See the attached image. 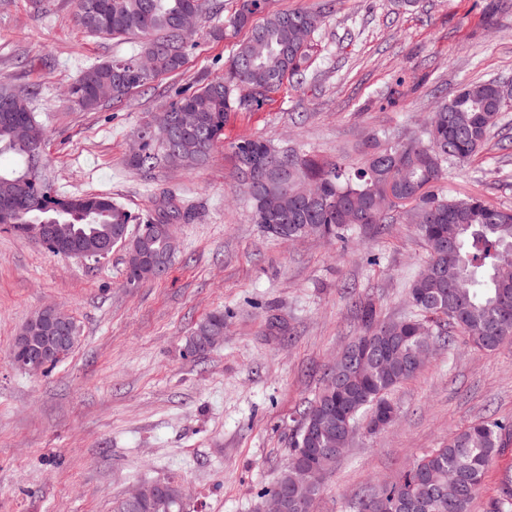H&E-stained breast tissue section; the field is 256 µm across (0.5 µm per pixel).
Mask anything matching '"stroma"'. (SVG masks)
I'll return each instance as SVG.
<instances>
[{"mask_svg":"<svg viewBox=\"0 0 512 512\" xmlns=\"http://www.w3.org/2000/svg\"><path fill=\"white\" fill-rule=\"evenodd\" d=\"M274 11L324 16L300 82L256 111L231 113L202 166L140 170L136 132L179 88L223 76L245 31L199 24L184 67L118 106L80 109L67 87L88 65L138 51L134 36L101 39L74 0H0V77L35 87L46 173L59 193L107 194L136 217L160 197L191 205L176 227L166 276L127 287L126 253L92 262L49 252L0 229V512H116L138 485L178 479L187 512H254L290 458L293 430L337 353L362 327L352 295L381 318L408 315L407 292L427 260L413 225L365 229L333 243L285 242L255 224L236 188L230 145L261 137L322 161L361 164L375 145L409 138L426 113L465 85L512 84V0H269ZM446 196L512 207V103L485 150L449 163ZM81 327L45 373L16 368L22 326L47 305ZM224 338L204 353L188 339L207 315ZM389 398L396 420L358 428L325 479L315 512L352 505L473 422L512 421V344L439 347ZM512 479V439L491 462L472 512H489Z\"/></svg>","mask_w":512,"mask_h":512,"instance_id":"35a3bbf8","label":"stroma"}]
</instances>
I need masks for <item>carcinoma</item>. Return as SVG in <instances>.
I'll return each mask as SVG.
<instances>
[{
  "label": "carcinoma",
  "instance_id": "cac0c4a2",
  "mask_svg": "<svg viewBox=\"0 0 512 512\" xmlns=\"http://www.w3.org/2000/svg\"><path fill=\"white\" fill-rule=\"evenodd\" d=\"M267 0H237L227 27L249 30L238 44L222 77L207 80L187 93L180 91L168 111L189 109L197 117L191 127H174L167 134H151L141 126V147L130 158L138 168H153L177 154L179 167L192 169L203 162L223 139L224 125L233 112L260 108L284 82L306 70L308 42L322 15L309 11L269 12ZM77 19L89 32L111 37H141L139 50L85 68L69 87L70 99L84 110L123 103L132 92L153 78L175 73L186 63L192 32L182 28L181 18L190 13L217 18L213 0H76ZM150 57L158 69L147 75L137 62ZM36 92L19 90L0 82V151L20 158V166L0 170V225L33 239L40 224L70 225L73 248L93 260L96 250L108 243L126 253L125 283L136 286L160 279L170 269L178 251L176 234L144 236V225L131 229V214L112 197L103 194L63 196L57 193L45 172L29 167V157H44L43 144L31 145L30 130L36 124L31 103ZM505 105L497 97L496 81L466 85L430 113L417 138L388 144L350 169L341 162H318L296 150L261 137L238 140L230 145L235 170L251 167L257 180L238 181L253 213L254 223L276 238L323 237L341 239L364 227L382 229L394 216L377 209L378 201L392 192L411 205L410 221L425 240L428 262L439 269L431 279L415 278L408 297L412 314L400 320L378 317L372 303L354 301L363 330L356 341L374 336L406 337L394 356L380 365L367 364L350 371L349 355H338L326 374L314 401L300 416L292 434V455L306 465H316L327 448L345 447L336 417L327 418L321 429L307 435L303 419L319 409L341 414L355 424L363 415L383 408L393 409L388 393L414 377L420 368L410 359L414 340L409 335L418 324H434L432 335L441 341L462 335L474 346L495 351L512 343V208L495 205L478 195L446 197L435 191L445 164L466 163L486 145ZM163 198L158 216L147 223H186L192 207L167 209ZM224 335V314L213 313L200 321L188 342L193 352L213 347L211 338ZM67 344L55 362L64 359L77 344L80 327H66ZM352 372L344 396L334 392L336 378ZM506 425L485 420L455 432L446 444L420 459L396 481L378 487L354 505L355 512H471L473 500L493 458L504 447ZM452 474L459 491L446 499L425 479ZM295 466L282 470L270 492H298ZM178 482L156 483L151 500L122 501L117 512H178L171 498Z\"/></svg>",
  "mask_w": 512,
  "mask_h": 512
}]
</instances>
